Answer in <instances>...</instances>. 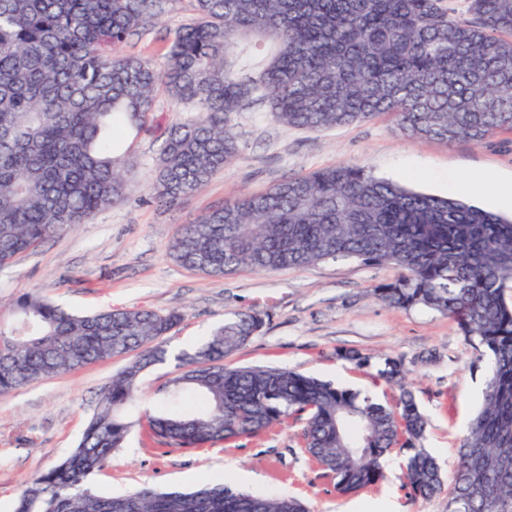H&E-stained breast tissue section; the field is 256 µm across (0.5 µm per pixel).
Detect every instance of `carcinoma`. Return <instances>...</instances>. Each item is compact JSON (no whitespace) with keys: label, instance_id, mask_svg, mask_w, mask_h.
<instances>
[{"label":"carcinoma","instance_id":"carcinoma-1","mask_svg":"<svg viewBox=\"0 0 512 512\" xmlns=\"http://www.w3.org/2000/svg\"><path fill=\"white\" fill-rule=\"evenodd\" d=\"M161 65L124 54L182 0H0V265L124 202L133 161L114 143L151 131L163 87L188 118L159 149L153 196L174 207L241 153L234 117L257 102L285 126L322 131L390 117L410 139L483 143L512 131V0H190ZM169 254L211 276L249 267L305 268L338 257L392 265L373 289L391 308L453 318L479 361L483 402L457 450L450 486L421 447L426 420L399 357L379 377L393 408L314 376L224 360L263 318L237 312L174 356L178 374L146 415L160 444L181 449L253 436L305 419V452L346 494L376 484L394 448L424 499L448 512H512V219L460 198L418 193L342 165L286 177L224 201L175 233ZM178 312L107 308L75 314L38 292L0 312V395L115 357L132 360L98 394L75 448L25 487L13 512H307L300 500L234 491L93 490L124 446L142 373L167 361ZM190 399L194 412L178 410Z\"/></svg>","mask_w":512,"mask_h":512}]
</instances>
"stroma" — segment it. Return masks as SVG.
Returning a JSON list of instances; mask_svg holds the SVG:
<instances>
[{
	"label": "stroma",
	"mask_w": 512,
	"mask_h": 512,
	"mask_svg": "<svg viewBox=\"0 0 512 512\" xmlns=\"http://www.w3.org/2000/svg\"><path fill=\"white\" fill-rule=\"evenodd\" d=\"M190 16L188 5L129 43L127 54L163 61L167 30ZM166 95L157 98L152 130L127 137L124 148L136 165L133 193L121 205L47 240L35 251L0 267V302L28 289L75 312L107 307L179 310L185 318L170 337L177 352L210 334L225 318L254 311L264 319L254 336L226 360L230 366H280L319 376L392 404L393 390L379 378L386 356L402 358L415 378L414 394L428 425L423 442L452 479L465 427L482 401L487 362H479L456 321L427 308L392 309L372 295L392 281L389 265L354 259L329 260L304 269H242L220 277L188 270L168 254L180 225L208 208L243 194L261 193L292 174L356 165L438 196L464 197L492 209L489 177H512V131L482 144L408 140L387 117L308 132L275 122L258 103L238 113L242 155L215 173L186 202L165 207L151 196L157 178L159 137L178 116ZM368 356L356 368L340 353ZM123 366L109 360L73 374L32 384L0 396V512H12L20 492L36 474L72 448L91 415L99 391ZM176 373L175 362L155 366L126 410L133 427L96 477L104 495L143 486L192 489L220 479L234 489L287 494L310 512H448V497H413L402 478L407 452L394 449L384 477L355 494L334 482L304 452L302 422L287 419L251 437L195 449L149 440L139 425L155 410L158 388Z\"/></svg>",
	"instance_id": "35a3bbf8"
}]
</instances>
